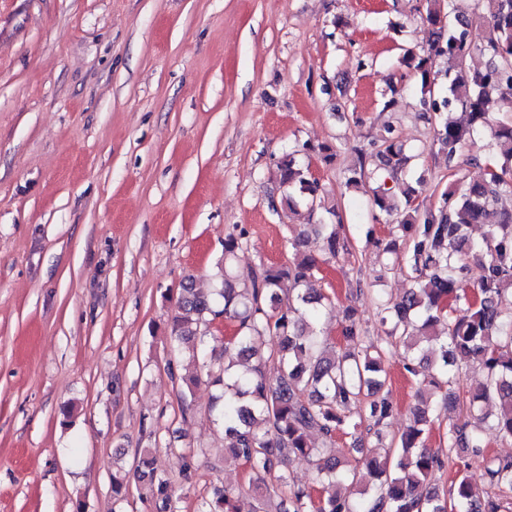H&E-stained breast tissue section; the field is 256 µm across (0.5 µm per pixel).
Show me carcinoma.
I'll return each instance as SVG.
<instances>
[{
	"label": "carcinoma",
	"mask_w": 512,
	"mask_h": 512,
	"mask_svg": "<svg viewBox=\"0 0 512 512\" xmlns=\"http://www.w3.org/2000/svg\"><path fill=\"white\" fill-rule=\"evenodd\" d=\"M475 20L487 26L480 45L470 38ZM424 21L432 27L430 43L419 52L406 50L402 64L420 92L422 118L434 125L448 169L476 133L488 134L494 153L471 158L479 179L451 180L421 212L399 206L421 193L422 179L408 181L419 153L393 125L355 150L345 184L369 193L366 242L390 255L391 269L413 281L398 300L374 290L383 342L366 335L352 307L344 312L341 341L328 336L322 322L333 298L316 274L351 253L339 224L306 225L291 241L292 259L263 265L246 278L235 271L244 233L228 234L217 262L221 287L207 293L188 283L172 310L170 351L179 355L190 347L198 362L182 378L183 398L204 376L223 384L225 451L248 465L256 480L251 512H266L279 492L288 493L292 512H500L499 497L512 492V458L488 459L480 486L469 479L468 459L486 447L480 429L469 431L450 418L446 447H428L431 408L424 401L410 408L413 421L400 436L387 432L397 410L384 390L382 360L399 347L416 396L443 389L448 408L512 440V314L502 307V297L512 293V213L497 209L500 197L512 193V118L487 109L492 95L512 92V0H447L446 13L429 7ZM476 52L487 61L470 70L466 62ZM438 59L448 63L446 88L433 76ZM458 106L467 115L464 123L453 117ZM299 152L326 163L336 157L327 143L305 142ZM278 170L280 204L293 212L301 206L313 211L322 186L309 167L289 153ZM381 222L392 224L387 239L375 236L374 225ZM472 224L489 225L481 239L468 235ZM311 233L320 239L316 253L305 249ZM473 261L480 269L475 280ZM218 316L238 324L222 347L210 344L206 331ZM269 360L276 364L272 376L264 371ZM475 362L484 370L482 385L463 390V370ZM340 436L346 438L342 448L336 447ZM294 458L312 465L319 500L280 471ZM446 469L455 470V477L442 491L436 475ZM133 475L156 512H175L172 483L157 475L144 448ZM126 491L127 475L117 470L114 502L121 503ZM242 499L239 489L215 487L200 512H242Z\"/></svg>",
	"instance_id": "1"
}]
</instances>
